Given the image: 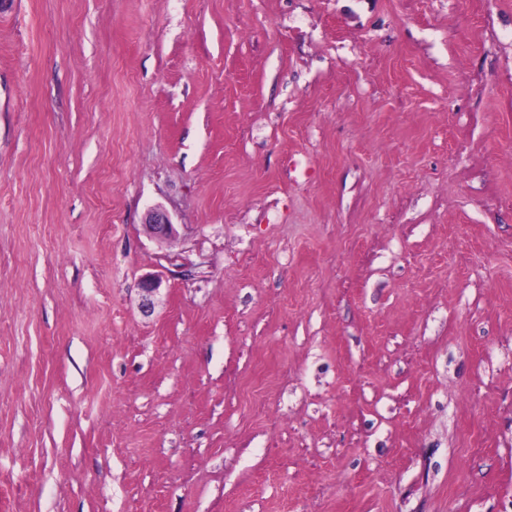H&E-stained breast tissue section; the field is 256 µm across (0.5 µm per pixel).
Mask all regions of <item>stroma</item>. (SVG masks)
Segmentation results:
<instances>
[{
	"label": "stroma",
	"instance_id": "35a3bbf8",
	"mask_svg": "<svg viewBox=\"0 0 512 512\" xmlns=\"http://www.w3.org/2000/svg\"><path fill=\"white\" fill-rule=\"evenodd\" d=\"M0 512H512V0H0ZM143 225L146 233L158 241H167L175 236L174 224L166 211L160 207L148 209Z\"/></svg>",
	"mask_w": 512,
	"mask_h": 512
}]
</instances>
